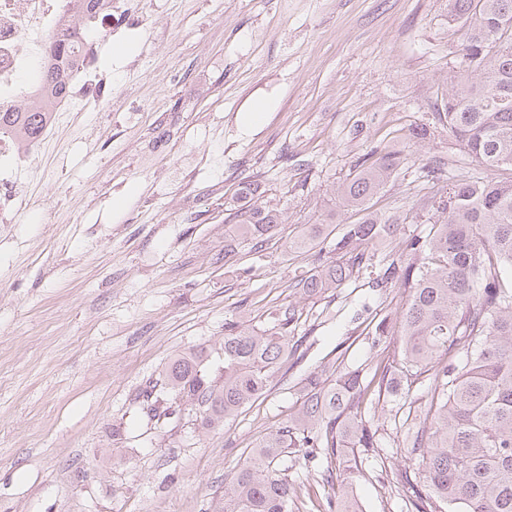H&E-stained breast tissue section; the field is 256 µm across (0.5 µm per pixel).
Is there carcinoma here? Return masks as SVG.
<instances>
[{
  "label": "carcinoma",
  "mask_w": 512,
  "mask_h": 512,
  "mask_svg": "<svg viewBox=\"0 0 512 512\" xmlns=\"http://www.w3.org/2000/svg\"><path fill=\"white\" fill-rule=\"evenodd\" d=\"M75 21L54 41L53 55L66 69H44L39 78L56 100L69 97L70 70L79 66L85 30L101 0H75ZM451 17L464 27L461 50L470 63L448 71V90L437 112L465 154L484 170L450 181L433 200L439 218L424 238L407 242V256L391 260L371 281L373 288L406 294L401 335H391L388 317L374 327L379 347L372 371L345 364V342L336 355L300 381L301 404L252 449L224 488L219 512H289L297 490L288 481V449L299 448V466L316 469L322 484L346 464L328 512H358L355 482L365 463L380 455L378 405L427 383L419 406H399L408 426L403 447L411 467L395 491L407 512H512V0H448ZM49 113L0 111V135L32 144L40 140ZM403 164L401 152L362 158L335 191L357 216L336 241L337 258L315 267L300 286L315 296L336 289L373 266L371 248L398 227V218L371 211L370 200ZM234 214L237 234L262 246L281 212L261 201L259 186L244 182ZM296 310L274 314L273 330L224 323V366L204 379L205 352H183L167 364L166 384L199 407L200 423L212 429L257 402L281 365L296 357L292 341Z\"/></svg>",
  "instance_id": "obj_1"
}]
</instances>
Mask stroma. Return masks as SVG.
<instances>
[{
	"label": "stroma",
	"mask_w": 512,
	"mask_h": 512,
	"mask_svg": "<svg viewBox=\"0 0 512 512\" xmlns=\"http://www.w3.org/2000/svg\"><path fill=\"white\" fill-rule=\"evenodd\" d=\"M115 2L123 24L88 28L91 92L0 160V194L26 202L0 217V512H215L249 451L298 407L300 380L346 339L348 363L373 366L368 322L399 320L401 293L366 276L317 297L297 286L335 259L352 220L334 186L363 154L401 150L371 201L399 218L375 248L388 262L438 219L425 165L444 159L454 180L478 171L436 116L460 62L448 0ZM259 101L263 123L242 132ZM245 180L283 213L260 251L235 243L229 219ZM312 224L314 248L289 250ZM288 305L306 355L259 401L211 430L189 410L165 416L171 358L207 349L214 379L225 320L269 329ZM392 407L379 411L388 451L356 485L363 512L404 508Z\"/></svg>",
	"instance_id": "1"
}]
</instances>
